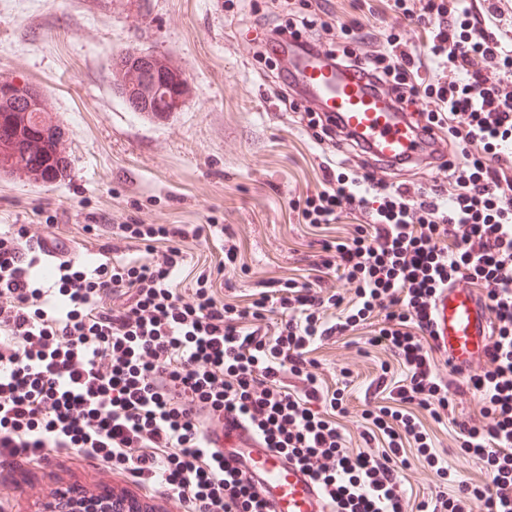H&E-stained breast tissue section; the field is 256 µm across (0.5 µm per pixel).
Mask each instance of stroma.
<instances>
[{
    "mask_svg": "<svg viewBox=\"0 0 512 512\" xmlns=\"http://www.w3.org/2000/svg\"><path fill=\"white\" fill-rule=\"evenodd\" d=\"M305 0H0V79L35 86L61 131L67 160L53 182L0 169V233L20 228L61 242L70 256L98 265L112 243L123 259L151 256L141 239H124L122 224L202 227L178 246L187 262L176 276L190 294L201 276L225 307H247L269 286L306 283L336 295L322 308L331 320L352 307L349 283L321 263V245L351 237L355 221L309 224L301 210L323 187V163L334 149L317 143L303 107L276 93L274 72L256 59L264 51L263 21L302 15ZM139 49L186 78L177 111L128 108L113 82V58ZM380 319L311 345L321 413H332L350 454L380 456L388 440L373 424L380 408L410 412L441 467L413 440L400 452L398 483L408 512L461 485L482 486L493 474L461 452L464 426L482 420L479 396L456 397L452 414L434 419L399 402L409 381L401 360L373 343ZM342 392L344 412L329 399ZM118 487L162 508L179 504L128 481L120 466L78 455L38 464H0V512H41L58 490L100 492Z\"/></svg>",
    "mask_w": 512,
    "mask_h": 512,
    "instance_id": "1",
    "label": "stroma"
}]
</instances>
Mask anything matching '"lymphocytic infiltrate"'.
Returning <instances> with one entry per match:
<instances>
[{"label": "lymphocytic infiltrate", "instance_id": "lymphocytic-infiltrate-1", "mask_svg": "<svg viewBox=\"0 0 512 512\" xmlns=\"http://www.w3.org/2000/svg\"><path fill=\"white\" fill-rule=\"evenodd\" d=\"M390 9L429 29L422 51L386 27L341 25L326 53L358 64L373 84L422 96L428 118L448 131L454 160L432 185L410 192L380 175L326 167V188L308 198L307 223L359 217L347 241L325 245L324 265L354 284L358 303L323 320L324 297L301 285L261 293L233 312L206 279L192 296L174 286L185 257L184 227L123 225V232L168 246L148 263H101L86 272L58 260L53 288L64 313L51 315L32 270L33 238L0 235V326L14 338L0 347V453L43 460L67 450L117 462L132 478L177 499L183 512H265L249 476L212 454L202 413L248 422L266 447L294 458L322 487L336 512H406L396 463L406 438L424 442L411 414L381 410L374 423L389 439L381 457L352 456L334 422L291 395L283 369L301 372L310 344L340 335L380 313L374 340L411 373L400 402L435 418L448 412L449 386L432 370L429 310L439 288L484 283L493 336L490 367L467 386L484 401L481 424L464 429L462 452L482 460L491 483L461 487L421 512H512V0H393ZM287 320L269 338L254 329L268 307Z\"/></svg>", "mask_w": 512, "mask_h": 512}]
</instances>
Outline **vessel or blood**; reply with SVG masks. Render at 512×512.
<instances>
[{"label": "vessel or blood", "mask_w": 512, "mask_h": 512, "mask_svg": "<svg viewBox=\"0 0 512 512\" xmlns=\"http://www.w3.org/2000/svg\"><path fill=\"white\" fill-rule=\"evenodd\" d=\"M275 50L286 63L291 91L330 120L337 142L357 143L388 170H428L451 161L422 101L409 108L401 90L376 91L359 69L327 58L314 41H284ZM430 320L434 343L456 375L466 378L485 369L491 332L480 294L462 283L441 288ZM204 433L214 454L255 474L254 487L267 512H334L302 467L263 447L241 420L218 416Z\"/></svg>", "instance_id": "b4317fda"}]
</instances>
